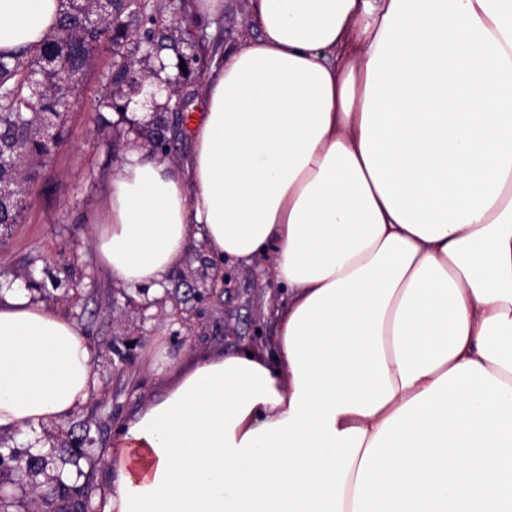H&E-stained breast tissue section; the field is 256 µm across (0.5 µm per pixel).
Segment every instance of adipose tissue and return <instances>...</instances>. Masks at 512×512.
<instances>
[{
  "label": "adipose tissue",
  "instance_id": "ef3b65f1",
  "mask_svg": "<svg viewBox=\"0 0 512 512\" xmlns=\"http://www.w3.org/2000/svg\"><path fill=\"white\" fill-rule=\"evenodd\" d=\"M60 0H0V53ZM185 162L129 151L99 264L160 287L202 238L288 289L265 344L121 421L104 512H512V0H248ZM77 323L0 295V433L97 386Z\"/></svg>",
  "mask_w": 512,
  "mask_h": 512
}]
</instances>
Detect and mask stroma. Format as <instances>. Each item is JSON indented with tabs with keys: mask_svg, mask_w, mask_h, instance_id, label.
<instances>
[{
	"mask_svg": "<svg viewBox=\"0 0 512 512\" xmlns=\"http://www.w3.org/2000/svg\"><path fill=\"white\" fill-rule=\"evenodd\" d=\"M247 0H224L215 21H190L175 30L174 49L134 52L146 80L125 116L100 114L112 65V48L103 46L73 95L67 114L68 135L53 148L43 177L35 184L19 224L5 229L0 247V289L44 283L34 300L51 304L72 318L94 347L98 385L89 402L57 436L85 423L97 447L110 448L119 421L159 396L166 374L148 369L158 353L191 362L195 356L258 345L268 336L274 313L288 296L263 264H218L206 240H193L181 266L161 288L132 289L98 266L91 244L89 215L110 179L120 170L129 148L144 144V112L167 120L166 159L180 163L191 137L188 117L198 112L201 74L181 81L179 96L189 99L176 111L165 82L175 78L185 58L211 62L218 47L258 37L245 21Z\"/></svg>",
	"mask_w": 512,
	"mask_h": 512,
	"instance_id": "1",
	"label": "stroma"
}]
</instances>
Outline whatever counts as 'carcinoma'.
<instances>
[{
  "label": "carcinoma",
  "instance_id": "cac0c4a2",
  "mask_svg": "<svg viewBox=\"0 0 512 512\" xmlns=\"http://www.w3.org/2000/svg\"><path fill=\"white\" fill-rule=\"evenodd\" d=\"M60 2L59 23L46 37L42 48L30 53H16L8 61L0 56V154H10L16 159L25 154L42 158L51 154L58 141L46 139L44 127L50 124L65 131L64 99L67 93L76 89L73 73L77 69L87 70L95 60L93 54L78 57L77 49L81 46L97 49L105 41L114 46L111 78L101 106L110 111H126L124 88L141 83L142 77L134 69L129 53L120 51L130 37L129 24L121 20L125 11L147 23L143 30L136 31L137 44L151 42L160 51L168 48L166 40L170 36L153 27V15L141 10L137 0H119L121 9L118 14L109 16L98 26L87 22V17L96 9V0ZM49 52L56 55V68L44 76L41 97L32 98L27 88L28 77L40 70L42 57ZM40 177L41 172L35 168L0 167V183L15 189V202L0 205V226L20 222L27 208L24 197L28 185ZM64 452L75 463L81 459L98 458L104 449L95 447L94 438L86 433ZM47 466L48 461L42 455L0 445V471L8 470L14 484L23 487L32 472H44L45 481L30 491L25 512H86L92 502L90 479L81 484L76 481L67 483L62 479V472L49 471Z\"/></svg>",
  "mask_w": 512,
  "mask_h": 512
}]
</instances>
